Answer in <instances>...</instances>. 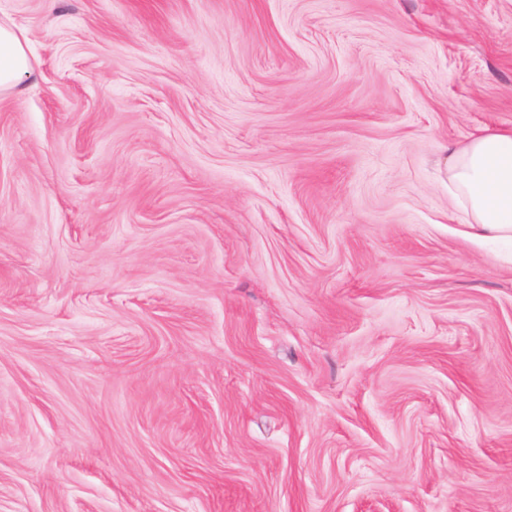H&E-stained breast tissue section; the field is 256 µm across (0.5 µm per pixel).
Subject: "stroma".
I'll list each match as a JSON object with an SVG mask.
<instances>
[{
	"label": "stroma",
	"instance_id": "1",
	"mask_svg": "<svg viewBox=\"0 0 512 512\" xmlns=\"http://www.w3.org/2000/svg\"><path fill=\"white\" fill-rule=\"evenodd\" d=\"M0 17V512H512V0ZM25 32L0 20V95L14 93L21 77L34 73ZM449 174L472 236L512 241V130L483 133L452 151Z\"/></svg>",
	"mask_w": 512,
	"mask_h": 512
}]
</instances>
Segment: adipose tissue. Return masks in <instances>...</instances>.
Here are the masks:
<instances>
[{"instance_id": "adipose-tissue-1", "label": "adipose tissue", "mask_w": 512, "mask_h": 512, "mask_svg": "<svg viewBox=\"0 0 512 512\" xmlns=\"http://www.w3.org/2000/svg\"><path fill=\"white\" fill-rule=\"evenodd\" d=\"M28 44L23 30L0 21V95L33 74ZM449 179L475 238L512 241V130L481 134L452 151Z\"/></svg>"}]
</instances>
